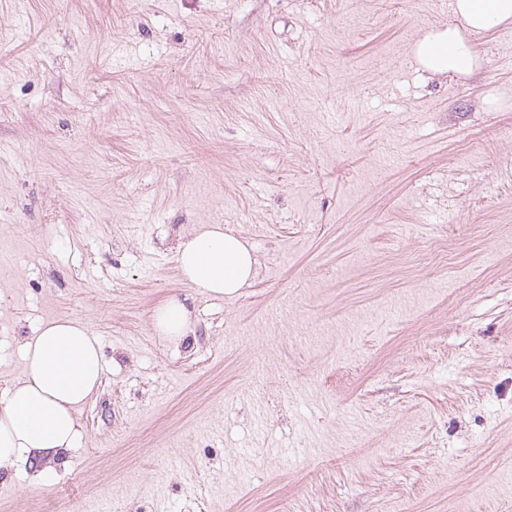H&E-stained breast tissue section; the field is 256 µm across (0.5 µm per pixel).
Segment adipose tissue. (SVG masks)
I'll return each instance as SVG.
<instances>
[{"label": "adipose tissue", "instance_id": "obj_1", "mask_svg": "<svg viewBox=\"0 0 512 512\" xmlns=\"http://www.w3.org/2000/svg\"><path fill=\"white\" fill-rule=\"evenodd\" d=\"M456 22L427 32L413 47L418 69L431 77L473 75L479 56L469 36L512 24V0H450ZM175 261L183 282L214 297L251 286L257 260L244 239L206 224L183 237ZM159 336L177 343L188 336L192 313L174 295L155 308ZM23 369L0 394V475L19 463L36 465L32 484L44 485L47 462L75 449L82 430L78 410L104 376L100 340L86 324L57 319L38 326L21 344Z\"/></svg>", "mask_w": 512, "mask_h": 512}]
</instances>
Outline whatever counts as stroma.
Here are the masks:
<instances>
[{
  "mask_svg": "<svg viewBox=\"0 0 512 512\" xmlns=\"http://www.w3.org/2000/svg\"><path fill=\"white\" fill-rule=\"evenodd\" d=\"M449 2L0 0V393L54 319L105 360L0 512H512V27L424 80ZM203 224L242 294L182 282ZM175 261L183 282L214 297H233L256 276L252 250L220 224H204L183 237ZM152 319L157 334L172 343H179L188 336L193 325L191 310L178 295L155 308Z\"/></svg>",
  "mask_w": 512,
  "mask_h": 512,
  "instance_id": "35a3bbf8",
  "label": "stroma"
}]
</instances>
